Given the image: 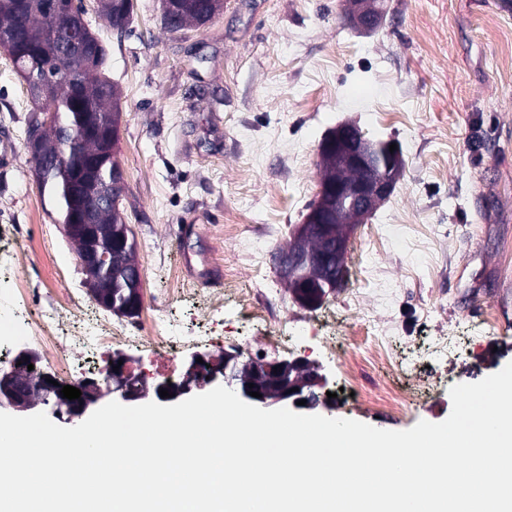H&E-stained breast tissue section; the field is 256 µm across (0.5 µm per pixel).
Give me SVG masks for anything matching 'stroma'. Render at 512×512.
Here are the masks:
<instances>
[{"label": "stroma", "mask_w": 512, "mask_h": 512, "mask_svg": "<svg viewBox=\"0 0 512 512\" xmlns=\"http://www.w3.org/2000/svg\"><path fill=\"white\" fill-rule=\"evenodd\" d=\"M103 40L108 75L123 108L118 161L126 190L121 216L143 272L141 316H170L185 346L151 366L180 378L193 353L242 361L303 356L331 392L330 415L402 431L445 420L449 390L512 362V0H388L381 26L362 34L344 24L343 0H224L207 26L172 32L161 0H134L133 22L112 30L83 0ZM23 79L0 49V250L12 255L0 276V328L15 307L10 288L32 291L23 313L49 310V295L75 294L90 323H111L94 302L57 208L43 193L26 146L38 115ZM352 122L368 136L398 143L405 170L392 195L349 238L344 282L327 302L339 308L336 340L326 344L319 308L296 302L280 279L276 252L314 204L319 146ZM196 222L191 251L220 282L192 278L180 227ZM236 225L240 240L229 239ZM268 224L281 236L265 233ZM264 252L266 285L281 318L298 324L295 350H275L227 288L253 281ZM383 270L390 302L376 301L366 267ZM182 292L170 296L171 287ZM504 317L485 328L487 308ZM394 327L402 366L359 371L365 388L393 380L429 381L435 391L399 416L342 391L337 358L363 351L367 324ZM449 337L452 350L439 349Z\"/></svg>", "instance_id": "35a3bbf8"}]
</instances>
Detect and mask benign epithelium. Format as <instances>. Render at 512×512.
Instances as JSON below:
<instances>
[{"instance_id":"obj_1","label":"benign epithelium","mask_w":512,"mask_h":512,"mask_svg":"<svg viewBox=\"0 0 512 512\" xmlns=\"http://www.w3.org/2000/svg\"><path fill=\"white\" fill-rule=\"evenodd\" d=\"M76 4L77 0H20L16 3V7L35 11L40 15L44 39L42 50L52 48L79 52V58L73 67L65 72L68 78L82 72L87 63L103 51V46L92 40L85 10L76 9ZM62 10L75 12V22L66 29H60L56 24V16ZM346 20L359 32L368 33L380 26L383 14L374 8L372 0H350ZM50 121L52 117H46L30 126L28 131L27 146L38 173L42 172L47 163V157L40 146L41 129ZM91 132L102 145L94 160L99 163L113 162L120 138V123L116 122L110 127L94 124ZM390 145L389 141L370 139L358 127L350 124L339 125L325 136L319 151L336 158V168L356 169L361 177L355 182L338 179L330 184H320L317 200L303 224L293 233L294 243L275 256L278 273L285 283L301 280L302 271L312 268L341 277L347 263L350 231L356 225L365 223L391 196L403 174L402 153L398 149L389 151ZM125 187V174L118 165L112 168V182L103 188L90 182L75 185L74 193L81 198V222L66 224L64 230L67 237H79L83 240L78 261L88 274L86 286L89 290L98 293L99 277L110 276L116 271L130 286V293L122 303V311L135 313L142 303L143 274L139 266L128 265L118 259V252L128 243L129 225L117 227L114 239L104 242L97 235L96 225L92 222L95 212L103 202L121 200ZM342 211L351 214L352 218L347 231L338 236L334 221ZM312 235L332 240L330 248L323 253L308 251L304 242ZM320 295V288L311 282L302 283V289L297 293L299 301L306 306L314 305ZM198 357L200 356L193 355V361L181 379L164 377L150 384L146 376L134 375L129 371V366L135 360L114 355L106 369V380L114 382L115 390L121 392L122 399L130 402L145 398L151 388L157 401L177 403L195 387L221 382L225 386L235 387L238 396L250 403L294 406L297 401L304 399L307 409H314L320 404L328 406L315 392V388L325 385V379L306 358L252 361L241 366L240 353L237 351L224 352V359L218 362L204 355L200 357L203 360L200 364L196 362ZM17 360L21 361V365H15L10 371L0 373V407L9 406L25 412L53 398L57 413H64L68 421L76 422L97 402L99 384L96 380L82 383L81 399L70 401L61 397L62 386L46 382L53 375L35 369L28 370L27 364H36L35 352L24 351ZM116 365L120 366L117 373L113 371ZM278 365L281 366V371L276 373L274 367ZM251 383L254 384L252 388L249 387ZM161 388L168 390L173 397H160ZM250 390L262 394V397L250 396Z\"/></svg>"}]
</instances>
